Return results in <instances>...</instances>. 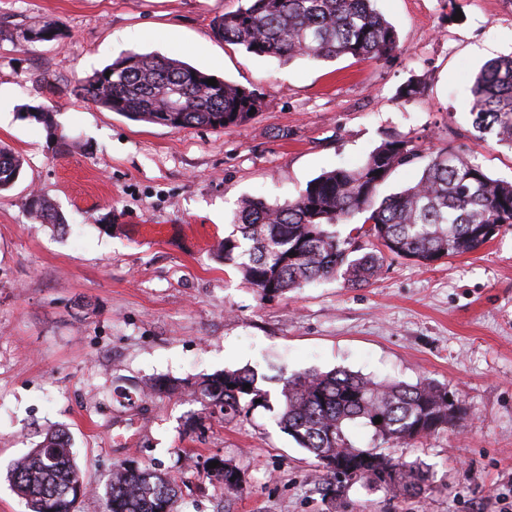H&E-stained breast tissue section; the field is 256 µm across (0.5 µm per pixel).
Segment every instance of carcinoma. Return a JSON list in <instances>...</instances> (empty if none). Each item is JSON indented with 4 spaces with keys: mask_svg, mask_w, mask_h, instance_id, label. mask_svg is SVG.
<instances>
[{
    "mask_svg": "<svg viewBox=\"0 0 512 512\" xmlns=\"http://www.w3.org/2000/svg\"><path fill=\"white\" fill-rule=\"evenodd\" d=\"M213 30L227 44L285 63L341 56L378 62L402 50L395 28L372 0H245L236 11L216 17ZM209 78L177 59L130 52L87 76L80 91L112 112L173 131L232 129L252 119L249 111L260 110L257 93L221 78L212 86ZM470 95L474 130L494 132L498 142L512 148V55L484 64ZM27 115L44 126L59 149L76 147L58 133L52 108L30 106ZM421 158L423 150L414 141L389 136L363 164L323 172L283 205L247 197L235 220L236 232L215 250L265 298L338 277L352 288L370 286L390 257L431 267L481 249L496 236L499 224L512 227V182L490 177L447 146L430 153L411 185L380 197V187L394 171ZM21 170V159L0 147V191L10 189ZM28 208L39 224H65L41 195H31ZM358 216L359 225L340 237L336 225ZM281 383L277 425L321 468L325 498L358 482L400 496L424 493L431 485L428 468L394 456L393 449L454 430L468 418L465 403L435 382L410 385L309 368ZM153 388L167 395L187 392L201 403L202 412L184 420L187 434L208 421L231 422L270 404V393L258 387L249 368L226 369L190 384L160 378ZM377 417L379 424L374 423ZM353 423L371 430L368 447L349 440L346 428ZM206 477L224 486L226 495L244 490L241 471L226 459L207 469ZM9 481L30 512H74L75 486L84 478L68 431L48 430L36 448L15 460ZM176 503V487L164 476L134 464L112 470L105 512H177Z\"/></svg>",
    "mask_w": 512,
    "mask_h": 512,
    "instance_id": "carcinoma-1",
    "label": "carcinoma"
}]
</instances>
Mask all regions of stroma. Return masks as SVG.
I'll return each instance as SVG.
<instances>
[{"instance_id":"stroma-1","label":"stroma","mask_w":512,"mask_h":512,"mask_svg":"<svg viewBox=\"0 0 512 512\" xmlns=\"http://www.w3.org/2000/svg\"><path fill=\"white\" fill-rule=\"evenodd\" d=\"M240 0H0V144L25 160L0 192V512H28L14 460L67 429L88 486L75 512H103L115 465L166 474L180 512H502L512 500V228L431 268L389 260L371 286L339 279L261 299L213 247L247 196L295 199L322 172L362 164L386 136L449 146L512 181V149L472 127V77L512 54V0H375L402 50L285 63L225 44L216 16ZM50 23L62 42H32ZM157 53L260 94L232 130L130 120L78 92L121 55ZM424 85L407 101L402 88ZM55 111L77 141L61 153L26 106ZM65 228L35 223L32 192ZM248 367L280 402L281 380L318 368L448 386L464 426L396 448L432 473L416 497L353 485L322 499V472L275 422L183 432L200 403L150 393L159 376ZM232 460L225 498L204 472Z\"/></svg>"}]
</instances>
